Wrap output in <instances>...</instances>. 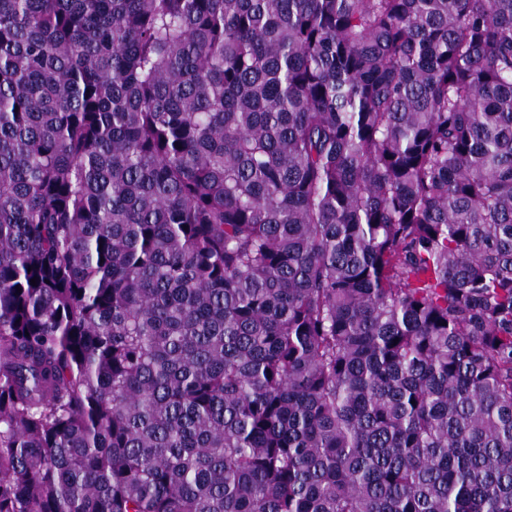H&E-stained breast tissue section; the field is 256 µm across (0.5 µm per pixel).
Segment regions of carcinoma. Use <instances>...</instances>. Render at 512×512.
<instances>
[{
    "mask_svg": "<svg viewBox=\"0 0 512 512\" xmlns=\"http://www.w3.org/2000/svg\"><path fill=\"white\" fill-rule=\"evenodd\" d=\"M0 512H512V0H0Z\"/></svg>",
    "mask_w": 512,
    "mask_h": 512,
    "instance_id": "obj_1",
    "label": "carcinoma"
}]
</instances>
